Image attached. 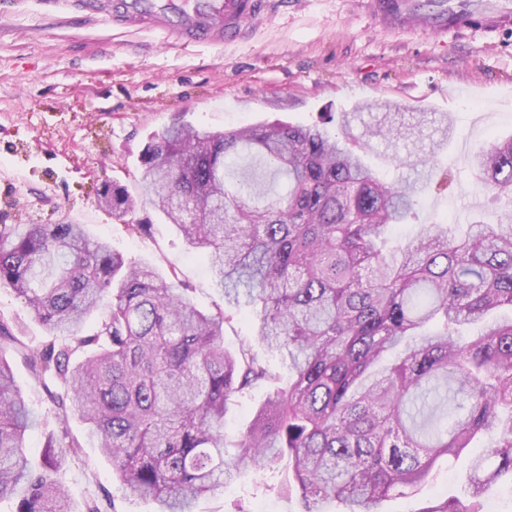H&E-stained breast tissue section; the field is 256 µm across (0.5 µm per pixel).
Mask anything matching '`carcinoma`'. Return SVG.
I'll return each instance as SVG.
<instances>
[{"label": "carcinoma", "mask_w": 512, "mask_h": 512, "mask_svg": "<svg viewBox=\"0 0 512 512\" xmlns=\"http://www.w3.org/2000/svg\"><path fill=\"white\" fill-rule=\"evenodd\" d=\"M379 107L336 113L334 130L174 123L144 149L140 196L101 184L98 201L113 216L146 200L177 227L222 287L208 312L80 224L0 225V287L46 332L31 348L0 320V499L14 498L15 512H71L58 474L82 448L68 429L76 415L124 495L156 512H193L236 474L278 462L302 512L328 502L378 512L438 461L465 454L466 496L421 512H484L488 486L512 483V317L487 320L512 311V209L496 224L472 222L463 238L439 222L399 242L421 192L452 185L446 168L433 178L452 123ZM380 144L390 164L411 159L420 170L380 179L366 163ZM245 151L257 165H236ZM471 172L511 203L512 136L475 152ZM243 309L254 333L229 349L224 327ZM477 323V335H462ZM10 353L54 404L58 428L36 466L27 433L37 417ZM256 391L264 398L250 422L227 439L229 407Z\"/></svg>", "instance_id": "1"}]
</instances>
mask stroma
Segmentation results:
<instances>
[{
	"label": "stroma",
	"instance_id": "obj_1",
	"mask_svg": "<svg viewBox=\"0 0 512 512\" xmlns=\"http://www.w3.org/2000/svg\"><path fill=\"white\" fill-rule=\"evenodd\" d=\"M373 101L404 112H445L454 131L441 154L455 177L445 194L424 192L418 219L401 225V241L421 225L451 220L456 236L471 222L497 223L504 199L474 188L469 161L491 138L512 135V29L445 35L395 32L375 23L358 0H272L258 28L228 44L180 47L160 31L113 26L70 11L64 0H6L0 10V224H81L127 259L177 274L194 304L221 299L213 275L177 229L152 206L137 212L149 230L134 234L99 208L102 181L136 192L144 147L175 122L221 131L270 119L312 124L324 113ZM0 319L21 325L26 343L46 333L27 306L0 288ZM13 372L39 424L28 435L39 457L56 426L52 405L22 360ZM69 427L82 451L59 474L74 512L98 496L115 512H153L123 496L112 464L84 422ZM466 458L441 462L409 495L381 502L380 512H418L442 495L464 496ZM282 466L251 472L224 492L200 498L194 512H300L286 494Z\"/></svg>",
	"mask_w": 512,
	"mask_h": 512
}]
</instances>
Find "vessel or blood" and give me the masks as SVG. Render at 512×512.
I'll return each instance as SVG.
<instances>
[{
    "label": "vessel or blood",
    "instance_id": "obj_1",
    "mask_svg": "<svg viewBox=\"0 0 512 512\" xmlns=\"http://www.w3.org/2000/svg\"><path fill=\"white\" fill-rule=\"evenodd\" d=\"M78 11L108 16L112 22L134 23L174 35L180 42L200 44L211 40L238 41L256 27L266 0H71ZM380 22L401 30L423 32L464 28L496 32L512 28V7L473 11L447 9L414 15L410 0H365Z\"/></svg>",
    "mask_w": 512,
    "mask_h": 512
}]
</instances>
